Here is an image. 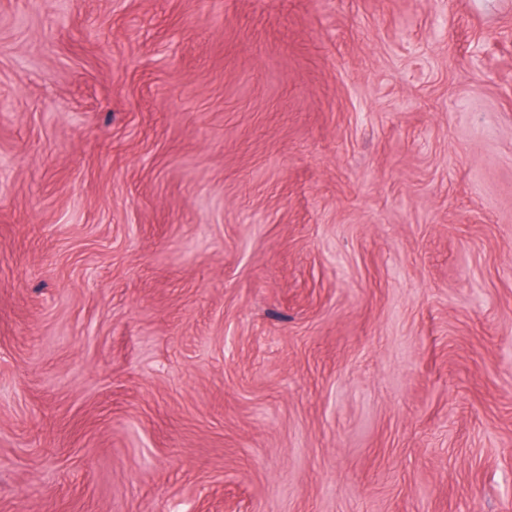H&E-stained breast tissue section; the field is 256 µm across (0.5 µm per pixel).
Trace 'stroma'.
<instances>
[{
	"mask_svg": "<svg viewBox=\"0 0 512 512\" xmlns=\"http://www.w3.org/2000/svg\"><path fill=\"white\" fill-rule=\"evenodd\" d=\"M0 512H512V0H0Z\"/></svg>",
	"mask_w": 512,
	"mask_h": 512,
	"instance_id": "obj_1",
	"label": "stroma"
}]
</instances>
